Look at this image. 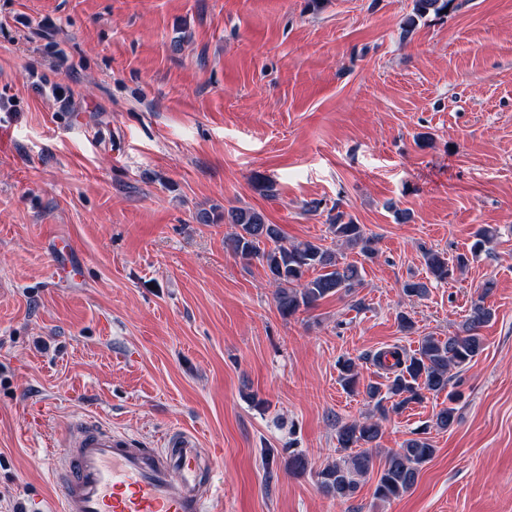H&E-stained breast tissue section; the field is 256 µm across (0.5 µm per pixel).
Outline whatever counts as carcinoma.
Instances as JSON below:
<instances>
[{"label": "carcinoma", "instance_id": "obj_1", "mask_svg": "<svg viewBox=\"0 0 512 512\" xmlns=\"http://www.w3.org/2000/svg\"><path fill=\"white\" fill-rule=\"evenodd\" d=\"M454 0H413L412 13L404 18L402 30L409 33L416 21L429 13L443 15ZM224 220L233 231L225 236L226 248L243 260L261 261L268 281L275 285V307L284 319L308 310L333 295L349 296L362 287L359 267L339 260L336 251L321 244L302 242L285 243V236L277 224H269L264 216L249 207H239L227 212ZM334 240L346 247L359 249V254L372 258L377 253L376 241L362 224L345 219L344 212L328 224ZM497 239V230L482 226L474 234L469 253L448 257V253L428 249L423 252L426 277L410 278L402 285L409 297H423L432 283L448 281L456 269L465 268L470 258L490 253ZM495 288L487 281L483 293L470 308L467 319L455 332L442 339L425 336L418 349L411 355L399 347L379 352L374 357L376 366L393 377L385 387L368 384L364 393L376 401L381 418L387 412H398L413 402H419L425 393H447L448 405L434 416V426L440 431L451 429L457 421L456 405L462 393L451 386L454 369L461 370L483 351L480 328L492 318V310L485 305V298ZM343 387L351 392L358 390L360 372L351 358L339 361ZM392 401L391 408L383 402ZM381 436V424L366 418L344 423L337 429L336 439L340 448L350 451L322 468L317 473L322 491L336 499H349L358 490L360 481L374 470V459ZM435 448L426 437L407 439L401 448L389 452L383 466L376 473L375 498L387 501L409 492L415 485L420 470L429 462Z\"/></svg>", "mask_w": 512, "mask_h": 512}]
</instances>
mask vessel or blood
I'll list each match as a JSON object with an SVG mask.
<instances>
[{
    "instance_id": "1",
    "label": "vessel or blood",
    "mask_w": 512,
    "mask_h": 512,
    "mask_svg": "<svg viewBox=\"0 0 512 512\" xmlns=\"http://www.w3.org/2000/svg\"><path fill=\"white\" fill-rule=\"evenodd\" d=\"M49 472L64 512H208L217 493L205 483L197 434L169 433L160 448L96 420L59 440Z\"/></svg>"
}]
</instances>
